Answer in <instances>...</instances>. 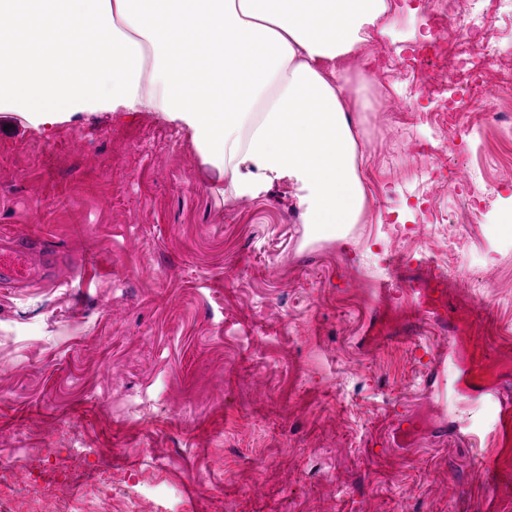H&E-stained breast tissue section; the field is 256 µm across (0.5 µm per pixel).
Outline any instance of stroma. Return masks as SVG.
<instances>
[{"mask_svg": "<svg viewBox=\"0 0 512 512\" xmlns=\"http://www.w3.org/2000/svg\"><path fill=\"white\" fill-rule=\"evenodd\" d=\"M391 25L378 46L420 49L425 0H399ZM475 170L500 183L467 226L485 262L477 288L442 263L387 262L359 224L311 239L289 181L221 195L217 170L158 113L75 112L36 128L0 112V235H40L73 260L52 270L54 287L0 288V512L36 495L47 512H512V492L476 485L465 440L409 456L387 433L424 405L452 428L478 411L482 380L449 364L448 414L427 367L462 321L474 336L512 330V294H494L503 273L490 259L512 243V145L490 132L456 158L461 192L436 207L458 213ZM393 172L374 156L364 177L383 223L416 227L418 182ZM363 273L444 285V328L415 306L391 316L385 299L365 310ZM379 327L370 360L356 342ZM310 343L324 361L314 373Z\"/></svg>", "mask_w": 512, "mask_h": 512, "instance_id": "obj_1", "label": "stroma"}]
</instances>
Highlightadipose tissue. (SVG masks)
Masks as SVG:
<instances>
[{"mask_svg":"<svg viewBox=\"0 0 512 512\" xmlns=\"http://www.w3.org/2000/svg\"><path fill=\"white\" fill-rule=\"evenodd\" d=\"M396 0H0V112L36 126L72 112H158L254 198L299 190L319 237L358 223L370 193L349 62Z\"/></svg>","mask_w":512,"mask_h":512,"instance_id":"obj_1","label":"adipose tissue"}]
</instances>
